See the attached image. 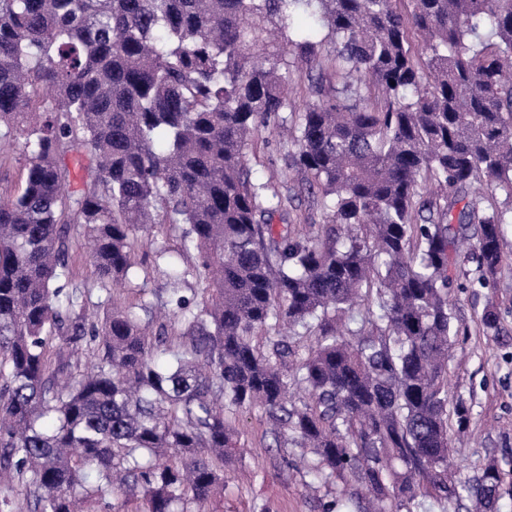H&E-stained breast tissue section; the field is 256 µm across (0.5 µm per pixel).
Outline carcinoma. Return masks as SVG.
Returning <instances> with one entry per match:
<instances>
[{"instance_id": "cac0c4a2", "label": "carcinoma", "mask_w": 512, "mask_h": 512, "mask_svg": "<svg viewBox=\"0 0 512 512\" xmlns=\"http://www.w3.org/2000/svg\"><path fill=\"white\" fill-rule=\"evenodd\" d=\"M408 3L0 0V152L25 162L0 187V479L30 512L130 491L140 512H191L224 493V411L255 406L349 502L363 487L378 512L464 495L497 512L512 496L495 460L463 485L448 474L449 419L465 420L448 406L451 290L496 280L512 224V0ZM294 67L312 101L289 121ZM287 123L301 187L271 191L247 156ZM83 150L94 167L71 193L64 160ZM473 188L505 199L481 210ZM301 192L327 227L274 230L306 220ZM71 224L105 292L136 267V232L180 233L163 257L177 348L144 297L86 320ZM480 322L502 332L491 306Z\"/></svg>"}]
</instances>
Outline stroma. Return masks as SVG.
Masks as SVG:
<instances>
[{
	"label": "stroma",
	"instance_id": "obj_1",
	"mask_svg": "<svg viewBox=\"0 0 512 512\" xmlns=\"http://www.w3.org/2000/svg\"><path fill=\"white\" fill-rule=\"evenodd\" d=\"M287 143L275 129L262 132L248 159L259 180L279 183L284 171ZM505 260L494 289L458 288L453 293L460 333L448 363V394L467 411L463 425L450 428L454 454L453 479L471 478L480 465L495 459L512 470V224L504 225ZM139 274L120 290L124 302L148 291L153 302V322L174 324L166 303L167 284L155 269V254L173 251L179 239L167 226L156 225L140 233ZM494 304L503 321V333L482 331L479 318L487 304ZM239 431L240 450L224 468V494L204 504V512H321L323 502L341 497L343 488L329 482L310 489L296 458L298 449L277 447L263 409L231 415Z\"/></svg>",
	"mask_w": 512,
	"mask_h": 512
}]
</instances>
